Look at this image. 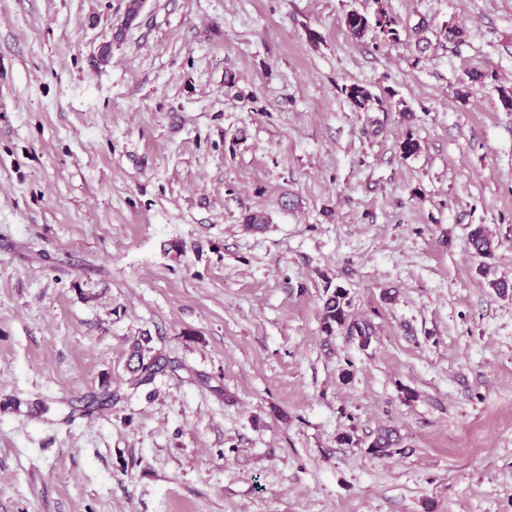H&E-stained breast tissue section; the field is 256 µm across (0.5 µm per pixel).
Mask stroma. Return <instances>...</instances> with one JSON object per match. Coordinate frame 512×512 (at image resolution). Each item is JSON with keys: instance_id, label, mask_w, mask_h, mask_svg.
I'll list each match as a JSON object with an SVG mask.
<instances>
[{"instance_id": "stroma-1", "label": "stroma", "mask_w": 512, "mask_h": 512, "mask_svg": "<svg viewBox=\"0 0 512 512\" xmlns=\"http://www.w3.org/2000/svg\"><path fill=\"white\" fill-rule=\"evenodd\" d=\"M127 4L0 0V512H512V0ZM376 9L373 19L366 14L351 11L345 15L344 25L348 32L354 37L363 36L370 28L377 29L384 40L396 41L399 32L396 28V21L388 14L384 8L383 0H374ZM468 244L470 249L477 255L489 258L493 255L495 243L482 226L475 227L469 234ZM324 293L322 329L326 335H333L336 328H339L345 331L350 340L358 341L361 347H367L371 342L372 327L367 321L353 318L347 290L339 285L331 289L327 283ZM151 342L152 337L146 335L131 345L127 368L130 373L129 382L136 388L153 384L157 375L169 364L160 352L154 350Z\"/></svg>"}]
</instances>
